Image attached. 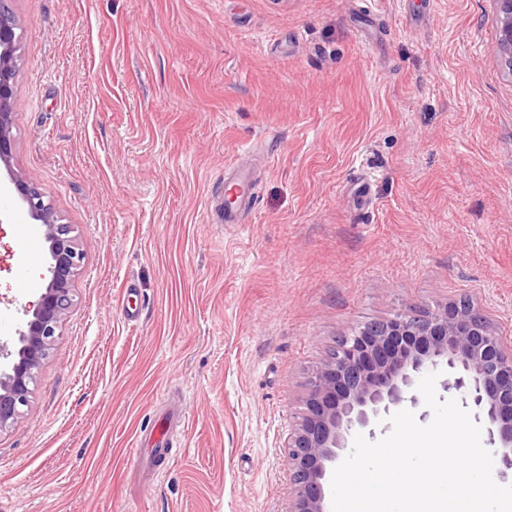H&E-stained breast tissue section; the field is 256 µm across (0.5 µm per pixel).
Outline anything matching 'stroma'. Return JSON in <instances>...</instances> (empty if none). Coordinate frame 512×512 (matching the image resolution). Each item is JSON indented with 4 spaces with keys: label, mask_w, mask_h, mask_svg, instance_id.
Segmentation results:
<instances>
[{
    "label": "stroma",
    "mask_w": 512,
    "mask_h": 512,
    "mask_svg": "<svg viewBox=\"0 0 512 512\" xmlns=\"http://www.w3.org/2000/svg\"><path fill=\"white\" fill-rule=\"evenodd\" d=\"M423 3L12 0V163L82 263L0 431V512H289L288 435L343 336L467 300L512 339L493 2ZM246 154L255 206L213 223ZM22 214L0 198L4 341L47 283Z\"/></svg>",
    "instance_id": "obj_1"
}]
</instances>
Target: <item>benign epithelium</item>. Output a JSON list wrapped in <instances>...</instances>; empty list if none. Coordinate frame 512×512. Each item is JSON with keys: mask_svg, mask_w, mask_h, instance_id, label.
<instances>
[{"mask_svg": "<svg viewBox=\"0 0 512 512\" xmlns=\"http://www.w3.org/2000/svg\"><path fill=\"white\" fill-rule=\"evenodd\" d=\"M493 3L497 54L512 77V0ZM17 29L9 0H0V165L47 245L49 279L38 301L24 308L27 321L15 349L0 344V431L29 406L30 384L71 306V283L81 261L70 226L60 223L44 193L12 165ZM442 365L452 371L443 388L460 393L475 417L488 419L498 477L512 479V346H505L471 303L454 301L431 317L401 314L369 323L342 337L316 369L304 415L288 438L295 492L290 512H329L327 474L348 436L392 407L418 406L419 398L409 394L415 379Z\"/></svg>", "mask_w": 512, "mask_h": 512, "instance_id": "obj_1", "label": "benign epithelium"}]
</instances>
